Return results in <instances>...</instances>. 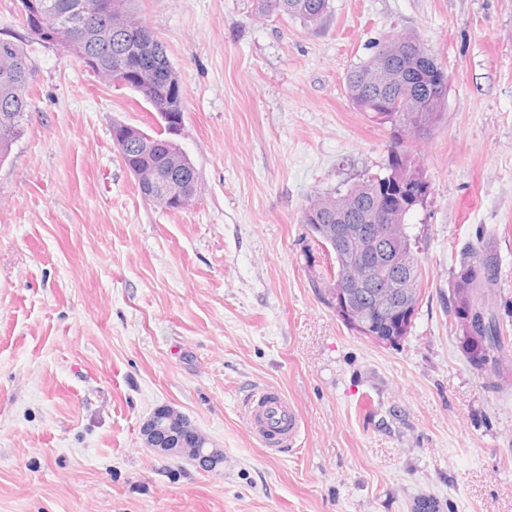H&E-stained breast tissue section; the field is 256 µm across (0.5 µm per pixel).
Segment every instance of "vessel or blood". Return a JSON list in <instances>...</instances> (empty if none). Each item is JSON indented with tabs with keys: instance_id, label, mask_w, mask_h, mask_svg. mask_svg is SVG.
I'll list each match as a JSON object with an SVG mask.
<instances>
[{
	"instance_id": "vessel-or-blood-1",
	"label": "vessel or blood",
	"mask_w": 512,
	"mask_h": 512,
	"mask_svg": "<svg viewBox=\"0 0 512 512\" xmlns=\"http://www.w3.org/2000/svg\"><path fill=\"white\" fill-rule=\"evenodd\" d=\"M244 418L260 442L277 452L287 451L298 438L299 415L287 396L275 388H255Z\"/></svg>"
}]
</instances>
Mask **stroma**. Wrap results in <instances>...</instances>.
<instances>
[{"label": "stroma", "mask_w": 512, "mask_h": 512, "mask_svg": "<svg viewBox=\"0 0 512 512\" xmlns=\"http://www.w3.org/2000/svg\"><path fill=\"white\" fill-rule=\"evenodd\" d=\"M179 74L183 211L145 201L114 124L157 129L132 90L59 46L27 48L25 133L0 164V512H512V344L475 368L448 297L479 235L512 324V0H329L322 22L255 0H137ZM412 33L450 80L440 122L394 138L345 91L384 36ZM400 140L429 183L410 334L379 345L314 286L331 260L315 196L385 172ZM301 418L272 455L250 390ZM173 406L224 467L146 448Z\"/></svg>", "instance_id": "stroma-1"}]
</instances>
